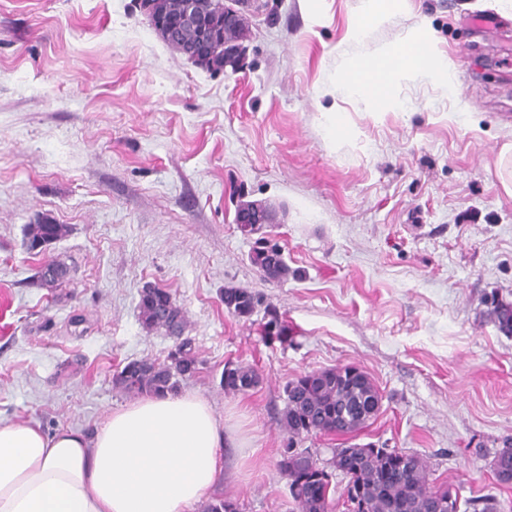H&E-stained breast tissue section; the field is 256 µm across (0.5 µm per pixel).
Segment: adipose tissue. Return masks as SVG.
Segmentation results:
<instances>
[{
  "instance_id": "obj_1",
  "label": "adipose tissue",
  "mask_w": 512,
  "mask_h": 512,
  "mask_svg": "<svg viewBox=\"0 0 512 512\" xmlns=\"http://www.w3.org/2000/svg\"><path fill=\"white\" fill-rule=\"evenodd\" d=\"M444 83L457 95L448 62L412 31L373 63L337 74L345 96L376 112L404 108V81ZM224 423L191 393L126 404L88 434H46L28 421H0V512H192L224 469Z\"/></svg>"
}]
</instances>
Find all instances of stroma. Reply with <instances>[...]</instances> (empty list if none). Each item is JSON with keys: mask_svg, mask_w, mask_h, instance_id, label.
<instances>
[{"mask_svg": "<svg viewBox=\"0 0 512 512\" xmlns=\"http://www.w3.org/2000/svg\"><path fill=\"white\" fill-rule=\"evenodd\" d=\"M273 2L248 17L242 68L214 74L137 0H0V420L91 430L130 403L116 368L174 346L139 321L152 284L186 315L203 366L182 389L224 420L216 490L240 512H297L283 387L336 366L382 394L358 443L419 454L431 484L512 512L491 468L512 445V337L486 305L512 303V0H388L359 42L360 0ZM417 28L460 97L407 81L405 109L374 112L337 93V71ZM334 111L350 133L333 142ZM243 201L273 207L265 230L298 277L251 263ZM40 220L71 231L37 253L24 228ZM51 260L69 279L40 287ZM228 286L261 307L232 316ZM269 307L287 340L259 336ZM229 361L259 385L225 391Z\"/></svg>", "mask_w": 512, "mask_h": 512, "instance_id": "35a3bbf8", "label": "stroma"}]
</instances>
